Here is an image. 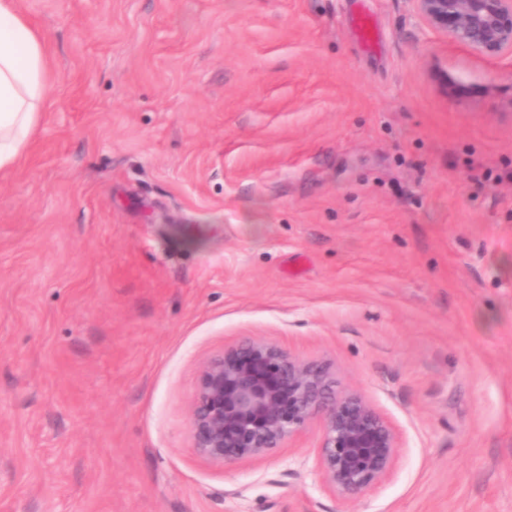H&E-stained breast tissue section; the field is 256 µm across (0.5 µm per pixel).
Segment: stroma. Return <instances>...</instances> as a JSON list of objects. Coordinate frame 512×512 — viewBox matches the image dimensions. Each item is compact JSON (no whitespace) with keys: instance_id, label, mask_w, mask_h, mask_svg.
Here are the masks:
<instances>
[{"instance_id":"obj_1","label":"stroma","mask_w":512,"mask_h":512,"mask_svg":"<svg viewBox=\"0 0 512 512\" xmlns=\"http://www.w3.org/2000/svg\"><path fill=\"white\" fill-rule=\"evenodd\" d=\"M18 8L52 89L0 174V512H512V58L411 0ZM245 337L392 422L382 483L323 490L317 423L196 453Z\"/></svg>"}]
</instances>
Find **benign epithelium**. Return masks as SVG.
Listing matches in <instances>:
<instances>
[{"instance_id":"obj_1","label":"benign epithelium","mask_w":512,"mask_h":512,"mask_svg":"<svg viewBox=\"0 0 512 512\" xmlns=\"http://www.w3.org/2000/svg\"><path fill=\"white\" fill-rule=\"evenodd\" d=\"M421 20L484 58L512 56V0H411ZM196 452L222 467L266 458L321 425L316 467L338 499L359 497L391 472L400 433L356 390L337 389L328 364L247 337L200 367L188 409Z\"/></svg>"}]
</instances>
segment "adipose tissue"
<instances>
[{
	"mask_svg": "<svg viewBox=\"0 0 512 512\" xmlns=\"http://www.w3.org/2000/svg\"><path fill=\"white\" fill-rule=\"evenodd\" d=\"M50 90L44 39L17 0H0V173L24 154Z\"/></svg>",
	"mask_w": 512,
	"mask_h": 512,
	"instance_id": "adipose-tissue-1",
	"label": "adipose tissue"
}]
</instances>
